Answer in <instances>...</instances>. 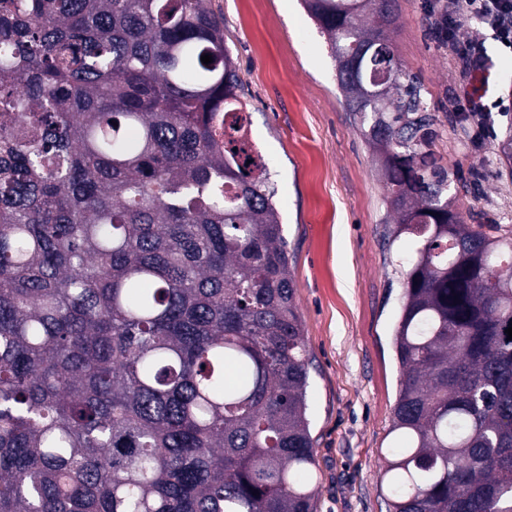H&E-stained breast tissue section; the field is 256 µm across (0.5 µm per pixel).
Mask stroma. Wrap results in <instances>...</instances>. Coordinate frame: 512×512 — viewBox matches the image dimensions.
Instances as JSON below:
<instances>
[{
    "label": "stroma",
    "instance_id": "obj_1",
    "mask_svg": "<svg viewBox=\"0 0 512 512\" xmlns=\"http://www.w3.org/2000/svg\"><path fill=\"white\" fill-rule=\"evenodd\" d=\"M391 35L403 65L437 108L433 150L462 174L456 208L512 229V167L496 155L512 131V52L467 14L461 40L489 54L485 94L502 101L483 131L449 123L468 98L463 62L432 37L426 0H398ZM239 66L248 133L277 185L296 303L312 357L307 402L319 486L317 512H388L386 459L396 445L399 365L393 347L401 287L387 243L391 219L377 154L338 88L324 36L300 0H207Z\"/></svg>",
    "mask_w": 512,
    "mask_h": 512
}]
</instances>
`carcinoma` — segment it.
<instances>
[{"instance_id": "obj_1", "label": "carcinoma", "mask_w": 512, "mask_h": 512, "mask_svg": "<svg viewBox=\"0 0 512 512\" xmlns=\"http://www.w3.org/2000/svg\"><path fill=\"white\" fill-rule=\"evenodd\" d=\"M206 2L0 0V512H316L277 189ZM306 7L410 242L389 512H512V230L452 208L395 0Z\"/></svg>"}]
</instances>
